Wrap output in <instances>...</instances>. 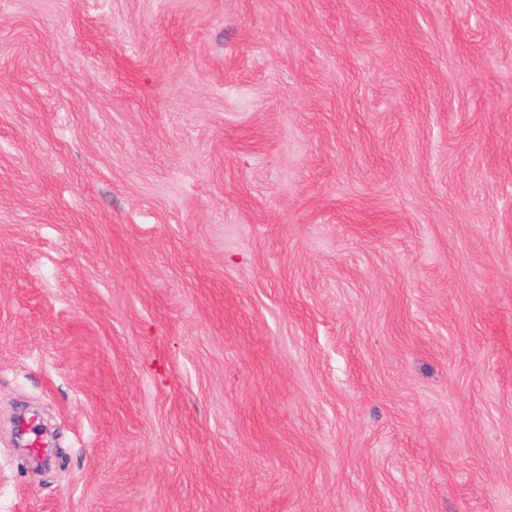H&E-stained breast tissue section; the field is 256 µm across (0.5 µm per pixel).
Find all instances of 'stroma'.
I'll return each instance as SVG.
<instances>
[{"mask_svg":"<svg viewBox=\"0 0 512 512\" xmlns=\"http://www.w3.org/2000/svg\"><path fill=\"white\" fill-rule=\"evenodd\" d=\"M0 512H512V0H0Z\"/></svg>","mask_w":512,"mask_h":512,"instance_id":"35a3bbf8","label":"stroma"}]
</instances>
